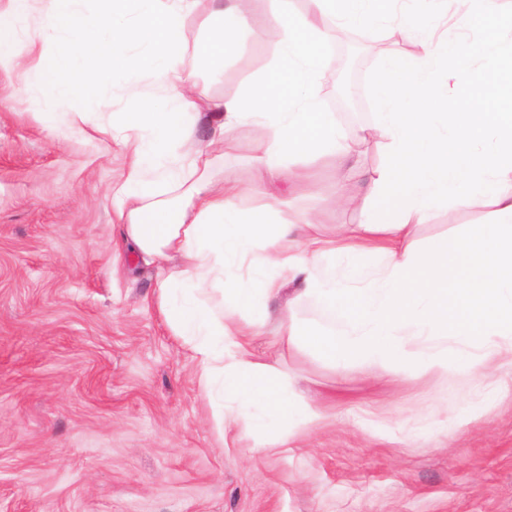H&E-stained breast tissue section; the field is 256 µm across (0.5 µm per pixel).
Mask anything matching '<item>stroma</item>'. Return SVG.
I'll return each instance as SVG.
<instances>
[{
	"label": "stroma",
	"mask_w": 512,
	"mask_h": 512,
	"mask_svg": "<svg viewBox=\"0 0 512 512\" xmlns=\"http://www.w3.org/2000/svg\"><path fill=\"white\" fill-rule=\"evenodd\" d=\"M272 11L255 0L223 74H199L200 108L271 73L275 48L255 33ZM383 36L366 26L331 47L334 59L352 58L358 91L355 112L321 92L343 129L375 120ZM265 136L239 129L214 178L261 182L250 156ZM295 166L312 186H279L291 212L359 223L333 203L331 159ZM125 167L114 142L35 119L19 74L0 73V512H512V402L455 427L458 398L478 386L468 376L340 371L257 336L251 351L295 376L301 396L319 395L323 418L259 452L233 424V406L217 427L190 352L161 313L156 266L115 251L111 188ZM488 219L480 205L448 207L411 243Z\"/></svg>",
	"instance_id": "35a3bbf8"
}]
</instances>
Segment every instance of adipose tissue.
I'll use <instances>...</instances> for the list:
<instances>
[{
	"label": "adipose tissue",
	"instance_id": "ef3b65f1",
	"mask_svg": "<svg viewBox=\"0 0 512 512\" xmlns=\"http://www.w3.org/2000/svg\"><path fill=\"white\" fill-rule=\"evenodd\" d=\"M204 0H0V72L21 71L29 111L79 127L114 89L128 93L121 121L95 127L118 141L128 164L112 188L118 242L148 263L172 261L158 281L167 323L183 336L208 395L217 426L233 400V420L255 447L286 444L282 424L318 423L317 405L298 401L295 378L261 361L230 325L258 298L295 291L267 325L296 349L314 348L335 369L383 366L413 377L466 374L512 394V93H488L498 64L512 57V14L500 0H311L299 13L277 0L270 24L257 35L273 45L291 91L281 107L258 79L237 95L213 100L207 139L197 136L196 76L219 69L231 33L245 28L244 0H205L218 24L209 46L185 62V23ZM496 36L471 34L473 21ZM381 23L422 53L383 57L372 92L379 106L374 131L389 155L369 175L363 195L351 181L366 139L344 131L324 112L320 87L334 64L332 26ZM146 74L152 89L131 87ZM80 99L79 108L50 112L51 102ZM246 125L267 131L251 159L262 183H218L216 158L234 149ZM296 156L334 162L337 200L356 209L359 223L330 230L316 217L274 219L281 182L306 186ZM268 198L249 212L245 194ZM480 204L489 223L454 244L432 242L413 251L414 228L448 205ZM374 254L376 264L365 255ZM314 297L320 319L307 324L291 308Z\"/></svg>",
	"mask_w": 512,
	"mask_h": 512
}]
</instances>
